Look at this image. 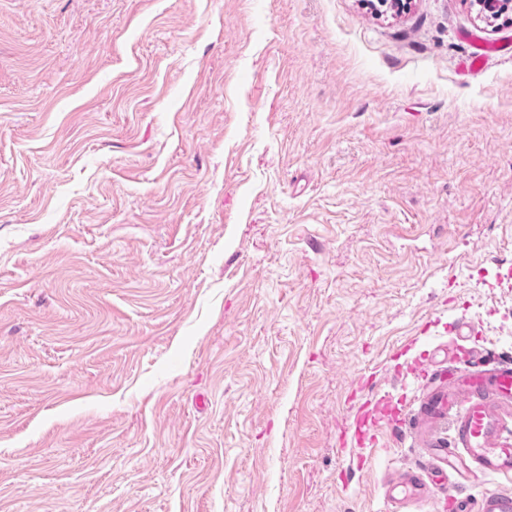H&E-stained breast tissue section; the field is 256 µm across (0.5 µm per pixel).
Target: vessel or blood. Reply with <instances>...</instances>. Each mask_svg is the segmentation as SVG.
<instances>
[{
    "label": "vessel or blood",
    "instance_id": "vessel-or-blood-1",
    "mask_svg": "<svg viewBox=\"0 0 512 512\" xmlns=\"http://www.w3.org/2000/svg\"><path fill=\"white\" fill-rule=\"evenodd\" d=\"M471 52L465 67L475 72L493 53L512 54V40L488 46L476 36H468ZM430 355H422L413 371L427 381L430 390L420 406V419L429 423L447 419V431L428 433V458L410 472L399 485L388 486L385 496L391 503L403 502L405 494L421 495L440 491L450 512H512V442L505 436L512 429V362L497 361L482 366L434 369ZM385 399H370L354 416L355 433L368 446L379 442V425L394 414ZM477 475L504 480L502 488L471 499L465 485Z\"/></svg>",
    "mask_w": 512,
    "mask_h": 512
}]
</instances>
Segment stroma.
<instances>
[{"mask_svg":"<svg viewBox=\"0 0 512 512\" xmlns=\"http://www.w3.org/2000/svg\"><path fill=\"white\" fill-rule=\"evenodd\" d=\"M471 0H0V512H391L367 398L512 358V56ZM466 40L471 46L470 55L467 58L465 67L470 72H476L480 70L491 53L497 54H512V40L510 37L504 42L496 46H488L480 41V39L474 35H469ZM397 413L388 401L383 398L369 399L354 415L355 433L360 443L367 441L368 447L379 442V425L391 414Z\"/></svg>","mask_w":512,"mask_h":512,"instance_id":"obj_1","label":"stroma"}]
</instances>
